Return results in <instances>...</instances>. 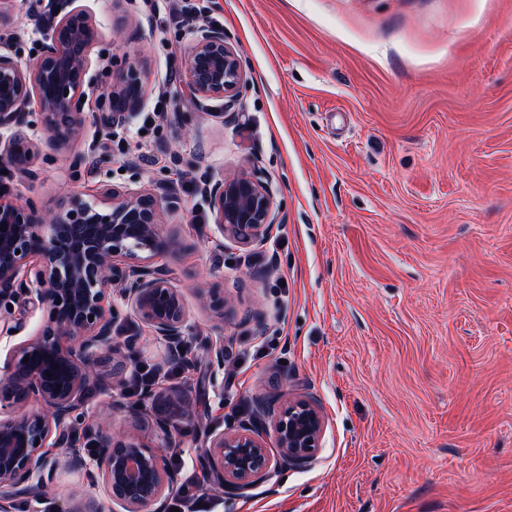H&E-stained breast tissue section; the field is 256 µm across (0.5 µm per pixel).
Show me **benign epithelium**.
<instances>
[{
    "label": "benign epithelium",
    "instance_id": "1",
    "mask_svg": "<svg viewBox=\"0 0 512 512\" xmlns=\"http://www.w3.org/2000/svg\"><path fill=\"white\" fill-rule=\"evenodd\" d=\"M101 37L98 24L77 0H59L56 22L35 62L24 65L0 54V167L33 177L38 142L18 128L36 100L50 140L67 145L81 130V99L90 48ZM194 106L203 111L239 103L245 83L241 59L224 32L193 36L184 67ZM139 83L124 77L112 95L122 112L136 104ZM208 202L224 237L257 245L270 236L276 215L268 176L261 170L223 178L208 189ZM178 197L164 185L152 189L104 187L92 199L74 196L65 210L47 215L31 202L0 194V335H15L18 305L42 312L37 335L13 344L0 368V512L17 501L38 502L55 479L51 449H69L73 471H96L106 499L121 512H169L178 474L164 466L159 449L137 436L117 439L109 422L88 414L86 396L112 388L114 375L132 361L117 359L112 336L119 289L139 320L165 347L166 358H182L189 332L181 294L157 259L175 247L162 227L177 211ZM213 370L224 373V345L206 342ZM28 362H23V359ZM38 401L43 410H27ZM271 425L279 461L302 466L320 448L324 421L312 400L254 399L252 418L226 432H206L200 466L208 484L238 496L266 475L270 459L260 430ZM83 448L95 452L85 455Z\"/></svg>",
    "mask_w": 512,
    "mask_h": 512
}]
</instances>
